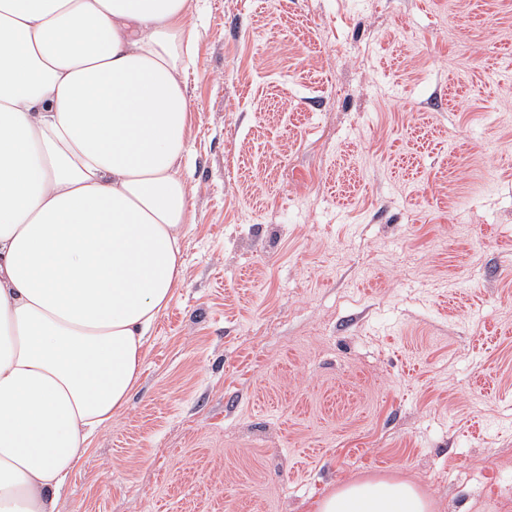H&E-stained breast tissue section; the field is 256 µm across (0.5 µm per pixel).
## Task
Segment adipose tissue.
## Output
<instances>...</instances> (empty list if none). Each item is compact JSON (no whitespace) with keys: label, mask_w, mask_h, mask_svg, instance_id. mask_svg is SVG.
Wrapping results in <instances>:
<instances>
[{"label":"adipose tissue","mask_w":512,"mask_h":512,"mask_svg":"<svg viewBox=\"0 0 512 512\" xmlns=\"http://www.w3.org/2000/svg\"><path fill=\"white\" fill-rule=\"evenodd\" d=\"M196 8L0 0V512H57L182 282ZM315 512L433 510L375 476Z\"/></svg>","instance_id":"1"}]
</instances>
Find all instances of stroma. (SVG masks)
<instances>
[{"label": "stroma", "instance_id": "35a3bbf8", "mask_svg": "<svg viewBox=\"0 0 512 512\" xmlns=\"http://www.w3.org/2000/svg\"><path fill=\"white\" fill-rule=\"evenodd\" d=\"M196 222L57 512H512V0H199ZM432 507L414 484L375 476L335 488L317 502L315 512H433Z\"/></svg>", "mask_w": 512, "mask_h": 512}]
</instances>
